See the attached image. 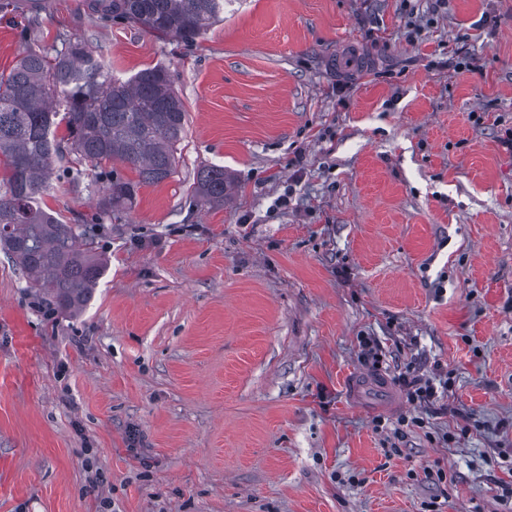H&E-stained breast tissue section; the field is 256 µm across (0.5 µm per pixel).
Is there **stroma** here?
Here are the masks:
<instances>
[{
	"instance_id": "1",
	"label": "stroma",
	"mask_w": 512,
	"mask_h": 512,
	"mask_svg": "<svg viewBox=\"0 0 512 512\" xmlns=\"http://www.w3.org/2000/svg\"><path fill=\"white\" fill-rule=\"evenodd\" d=\"M33 36L164 67L187 126L79 315L0 252V512H512V0H224L191 43L47 0ZM374 372L396 408L350 403ZM226 187L224 168L210 166L199 172L194 196L204 202H223ZM401 381L407 391L408 398L412 401L429 403L439 396L438 387L431 378L404 375Z\"/></svg>"
}]
</instances>
